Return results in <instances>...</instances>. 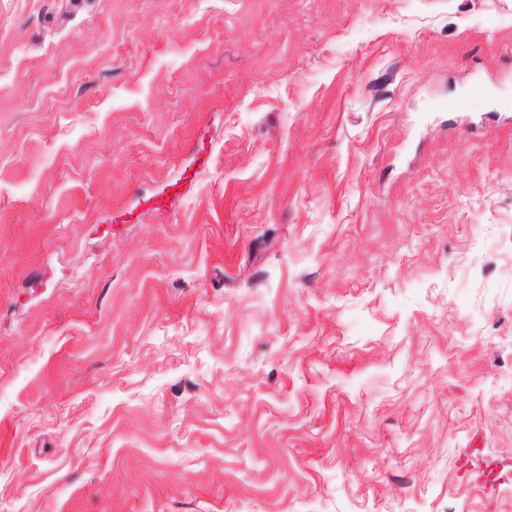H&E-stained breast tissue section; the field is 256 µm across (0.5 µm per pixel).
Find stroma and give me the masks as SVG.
<instances>
[{
    "instance_id": "obj_1",
    "label": "stroma",
    "mask_w": 512,
    "mask_h": 512,
    "mask_svg": "<svg viewBox=\"0 0 512 512\" xmlns=\"http://www.w3.org/2000/svg\"><path fill=\"white\" fill-rule=\"evenodd\" d=\"M0 512H512V0H0Z\"/></svg>"
}]
</instances>
